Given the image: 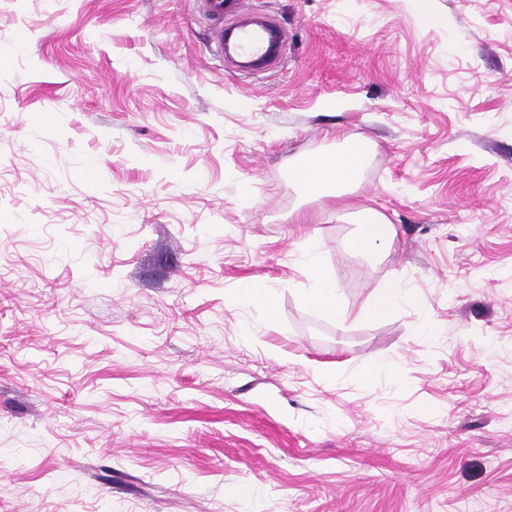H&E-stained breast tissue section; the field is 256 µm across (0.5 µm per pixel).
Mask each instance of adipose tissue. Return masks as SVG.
Returning <instances> with one entry per match:
<instances>
[{
	"instance_id": "ef3b65f1",
	"label": "adipose tissue",
	"mask_w": 512,
	"mask_h": 512,
	"mask_svg": "<svg viewBox=\"0 0 512 512\" xmlns=\"http://www.w3.org/2000/svg\"><path fill=\"white\" fill-rule=\"evenodd\" d=\"M369 160L367 142L360 137L345 138L334 151L293 161L289 179L298 194L304 197L317 195L343 198L351 188L360 185ZM358 224L356 232L347 243L346 257L373 255L383 251L392 240L390 225L377 211L362 208L354 213ZM303 263L309 271V286L305 291L307 304L327 320L343 325L347 314L340 300L335 279L324 273L318 247L309 244ZM412 291L400 278H392L366 303L362 315L377 320L406 306Z\"/></svg>"
}]
</instances>
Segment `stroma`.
Instances as JSON below:
<instances>
[{
    "mask_svg": "<svg viewBox=\"0 0 512 512\" xmlns=\"http://www.w3.org/2000/svg\"><path fill=\"white\" fill-rule=\"evenodd\" d=\"M247 10L270 69L198 0H0V512H512V0ZM346 136L395 230L349 262L288 181ZM280 34L273 24H261L254 28H241L238 31L234 29V47L235 51L250 49L251 52L246 55L248 59L264 57L274 42H278ZM303 263L309 271V288L305 291L307 304L319 312L327 320L342 326L347 320L339 288L335 279L323 272L317 245L309 244L304 256ZM411 298L412 290L406 286L402 279L394 277L368 300L362 315L366 319H382L406 306ZM242 300L250 303H262L266 306L268 316L275 317V306L268 288L259 282H249L240 288Z\"/></svg>",
    "mask_w": 512,
    "mask_h": 512,
    "instance_id": "35a3bbf8",
    "label": "stroma"
}]
</instances>
